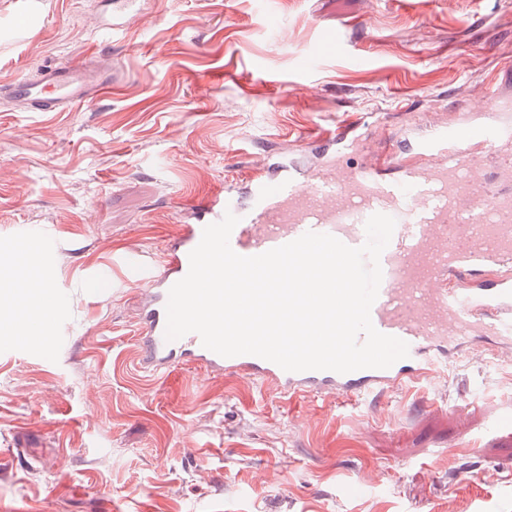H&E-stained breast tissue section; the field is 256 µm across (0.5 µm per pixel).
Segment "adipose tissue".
<instances>
[{"mask_svg": "<svg viewBox=\"0 0 512 512\" xmlns=\"http://www.w3.org/2000/svg\"><path fill=\"white\" fill-rule=\"evenodd\" d=\"M41 243L26 238L18 245V272L0 271V335L35 339L53 322L63 300L47 287L41 273Z\"/></svg>", "mask_w": 512, "mask_h": 512, "instance_id": "1", "label": "adipose tissue"}]
</instances>
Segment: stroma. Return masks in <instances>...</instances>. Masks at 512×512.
<instances>
[{
  "instance_id": "35a3bbf8",
  "label": "stroma",
  "mask_w": 512,
  "mask_h": 512,
  "mask_svg": "<svg viewBox=\"0 0 512 512\" xmlns=\"http://www.w3.org/2000/svg\"><path fill=\"white\" fill-rule=\"evenodd\" d=\"M0 0V83L107 56L119 95L71 112L0 103V266L37 228L64 306L0 344V512H512V358L461 355L346 403L194 365L137 361L118 247L157 257L183 194L262 168L268 149L353 115L483 98L512 55V0ZM231 70L275 89L242 95Z\"/></svg>"
}]
</instances>
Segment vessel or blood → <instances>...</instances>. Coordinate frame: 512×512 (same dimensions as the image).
Instances as JSON below:
<instances>
[{"label": "vessel or blood", "mask_w": 512, "mask_h": 512, "mask_svg": "<svg viewBox=\"0 0 512 512\" xmlns=\"http://www.w3.org/2000/svg\"><path fill=\"white\" fill-rule=\"evenodd\" d=\"M491 84L489 98H455L454 118L426 121L419 139L398 141L397 148L389 146L395 139L389 125L353 121L302 141L315 158L312 165L278 154L223 190L185 197L171 245L154 265L134 252L122 257L142 300L141 365L168 375L177 366L196 364L228 378L273 383L291 400H345L427 380L438 360L461 352L488 346L511 357L512 114L506 107L512 98L502 94L499 78ZM117 87L111 63L77 60L0 84V100L28 112H70ZM346 151L365 159L343 166L339 158ZM228 211L239 219L230 245L242 256L309 231L358 247L370 216L393 217L370 315L379 332L407 343L408 357L386 369L288 372L253 355H218L194 332L166 340L169 290L187 274L189 254L204 228Z\"/></svg>", "instance_id": "vessel-or-blood-1"}]
</instances>
